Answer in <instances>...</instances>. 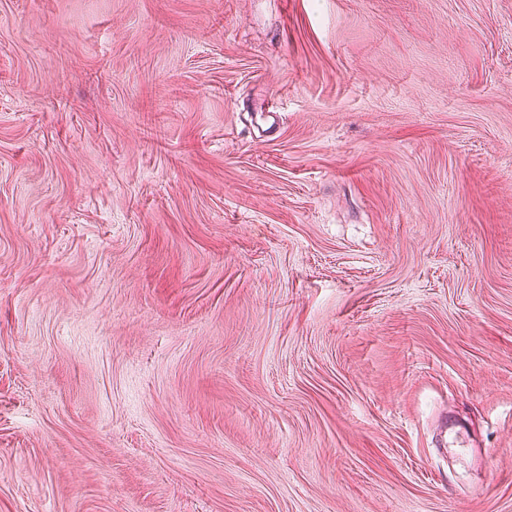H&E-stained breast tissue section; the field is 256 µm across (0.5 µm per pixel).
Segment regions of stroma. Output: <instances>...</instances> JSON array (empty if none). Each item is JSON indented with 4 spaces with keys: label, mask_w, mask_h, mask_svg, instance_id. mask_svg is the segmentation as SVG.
Segmentation results:
<instances>
[{
    "label": "stroma",
    "mask_w": 512,
    "mask_h": 512,
    "mask_svg": "<svg viewBox=\"0 0 512 512\" xmlns=\"http://www.w3.org/2000/svg\"><path fill=\"white\" fill-rule=\"evenodd\" d=\"M0 512H512V0H0Z\"/></svg>",
    "instance_id": "35a3bbf8"
}]
</instances>
